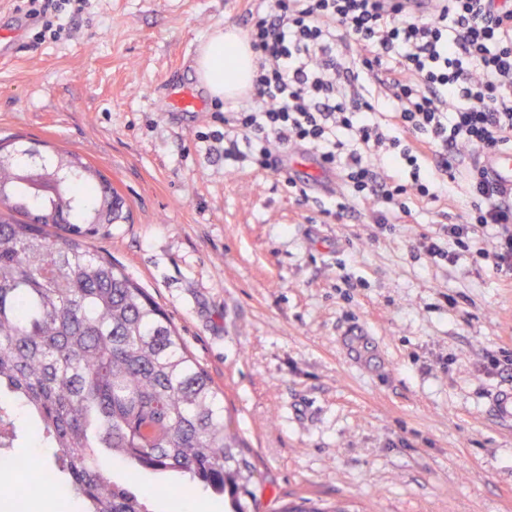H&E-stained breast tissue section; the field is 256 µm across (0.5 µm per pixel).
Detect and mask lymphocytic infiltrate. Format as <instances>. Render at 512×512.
<instances>
[{"instance_id":"obj_1","label":"lymphocytic infiltrate","mask_w":512,"mask_h":512,"mask_svg":"<svg viewBox=\"0 0 512 512\" xmlns=\"http://www.w3.org/2000/svg\"><path fill=\"white\" fill-rule=\"evenodd\" d=\"M243 24L250 88L199 141L275 173L290 152L315 157L343 188L323 215L369 211L375 239L409 223L411 201L464 189L470 210L411 256L454 268L473 254L512 282V204L480 164L512 149V0H261Z\"/></svg>"}]
</instances>
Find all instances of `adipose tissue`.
<instances>
[{
    "label": "adipose tissue",
    "mask_w": 512,
    "mask_h": 512,
    "mask_svg": "<svg viewBox=\"0 0 512 512\" xmlns=\"http://www.w3.org/2000/svg\"><path fill=\"white\" fill-rule=\"evenodd\" d=\"M196 70L213 97H233L249 87L254 55L237 32L217 30L201 46Z\"/></svg>",
    "instance_id": "1"
}]
</instances>
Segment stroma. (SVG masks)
<instances>
[{"label":"stroma","mask_w":512,"mask_h":512,"mask_svg":"<svg viewBox=\"0 0 512 512\" xmlns=\"http://www.w3.org/2000/svg\"><path fill=\"white\" fill-rule=\"evenodd\" d=\"M15 5L0 0L13 51L0 57V141L79 154L119 191L129 219L95 245L223 389L264 473L259 512H512V421L492 405L512 364L479 370L512 350V287L410 256L465 196L413 204L415 222L374 242L368 216L321 215L337 183L314 157L290 153L284 176L225 166L196 138L223 129L224 103L195 64L215 30L240 29L247 0H87L43 43ZM290 176L308 181L307 205Z\"/></svg>","instance_id":"35a3bbf8"}]
</instances>
